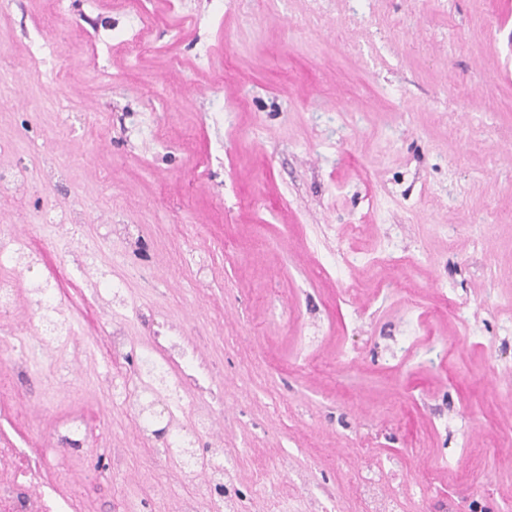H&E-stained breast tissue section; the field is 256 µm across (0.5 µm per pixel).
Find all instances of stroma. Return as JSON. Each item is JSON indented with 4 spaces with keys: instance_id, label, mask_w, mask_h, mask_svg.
<instances>
[{
    "instance_id": "obj_1",
    "label": "stroma",
    "mask_w": 512,
    "mask_h": 512,
    "mask_svg": "<svg viewBox=\"0 0 512 512\" xmlns=\"http://www.w3.org/2000/svg\"><path fill=\"white\" fill-rule=\"evenodd\" d=\"M142 4V34L127 0L0 10V169L70 170L0 188V236L30 242L25 283L71 304L77 375L64 390L32 360L0 441L53 448L87 415L101 459L75 493L92 512H118L113 464L155 461L93 356L113 313L97 283L117 277L143 310L133 343L165 318L214 362L245 512H512V0ZM78 202L80 232L36 226ZM108 224L146 225L145 244ZM92 244L99 269L76 278ZM343 251L369 261L340 269ZM34 333L26 307L0 315V369ZM157 463L142 494L167 512L199 479Z\"/></svg>"
}]
</instances>
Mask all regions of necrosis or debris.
Here are the masks:
<instances>
[{
	"mask_svg": "<svg viewBox=\"0 0 512 512\" xmlns=\"http://www.w3.org/2000/svg\"><path fill=\"white\" fill-rule=\"evenodd\" d=\"M24 239H0V311L16 308L22 294L18 286ZM109 358H137L136 371L112 380L113 407L133 413L140 432L149 442H161L163 457L178 456L182 468L201 474L196 493L180 498L179 512H242L234 485V472L225 463L224 440L214 421L224 411L221 395L198 372L201 362L196 346L179 330L170 335L152 334L145 347L133 348L125 325L107 334ZM165 401L175 430L159 440L155 404ZM69 475L45 451L36 448L0 447V512H81L83 503L63 492Z\"/></svg>",
	"mask_w": 512,
	"mask_h": 512,
	"instance_id": "obj_1",
	"label": "necrosis or debris"
}]
</instances>
